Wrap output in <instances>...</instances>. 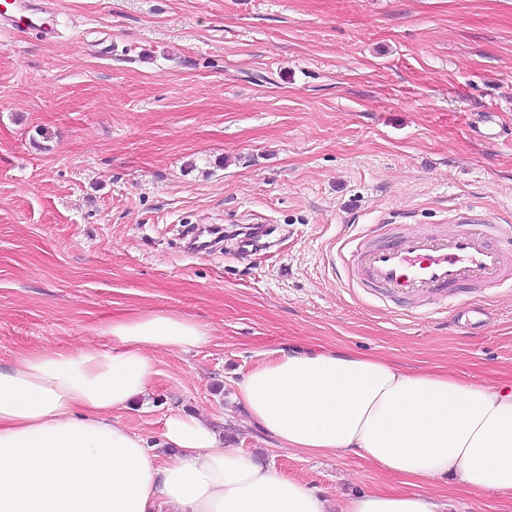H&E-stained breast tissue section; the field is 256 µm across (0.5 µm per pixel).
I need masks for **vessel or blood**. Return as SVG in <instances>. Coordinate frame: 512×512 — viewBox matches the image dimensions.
I'll return each mask as SVG.
<instances>
[{"instance_id":"vessel-or-blood-1","label":"vessel or blood","mask_w":512,"mask_h":512,"mask_svg":"<svg viewBox=\"0 0 512 512\" xmlns=\"http://www.w3.org/2000/svg\"><path fill=\"white\" fill-rule=\"evenodd\" d=\"M0 21L44 38L57 33L50 8L24 15L18 0H0ZM347 270L369 294L431 314L456 291L512 281V239L500 225L468 217L440 231L391 235L372 228L358 237Z\"/></svg>"}]
</instances>
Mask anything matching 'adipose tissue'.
I'll list each match as a JSON object with an SVG mask.
<instances>
[{
    "instance_id": "adipose-tissue-1",
    "label": "adipose tissue",
    "mask_w": 512,
    "mask_h": 512,
    "mask_svg": "<svg viewBox=\"0 0 512 512\" xmlns=\"http://www.w3.org/2000/svg\"><path fill=\"white\" fill-rule=\"evenodd\" d=\"M114 345L41 348L0 368V512H330L201 418L164 422L160 446L114 420L156 373L155 351L208 341L176 313L105 328ZM249 417L281 447L350 454L405 489L347 496L339 512H446L421 483L450 476L474 496L512 498V383L409 371L380 356L293 347L236 383Z\"/></svg>"
}]
</instances>
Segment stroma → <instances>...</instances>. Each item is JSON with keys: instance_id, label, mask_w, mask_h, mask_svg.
Masks as SVG:
<instances>
[{"instance_id": "obj_1", "label": "stroma", "mask_w": 512, "mask_h": 512, "mask_svg": "<svg viewBox=\"0 0 512 512\" xmlns=\"http://www.w3.org/2000/svg\"><path fill=\"white\" fill-rule=\"evenodd\" d=\"M45 39L0 27V365L108 350L106 322L174 312L205 346L156 352L118 420L148 444L198 413L330 502L401 482L306 456L250 422L235 383L280 350L512 380V285L433 315L347 287L346 238L456 211L512 231V0H50ZM498 115V140L470 130ZM269 224L250 257L184 250L195 225ZM449 512H506L453 479Z\"/></svg>"}]
</instances>
